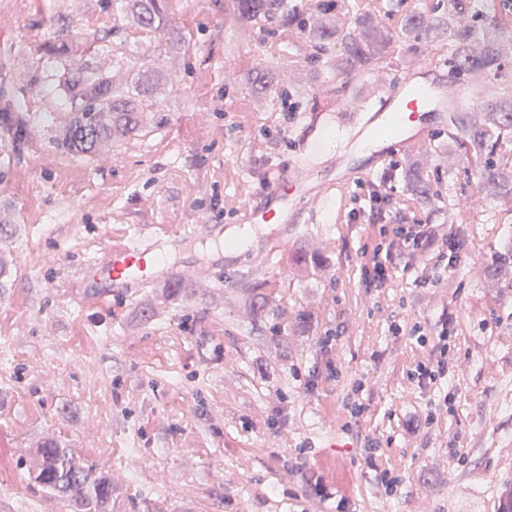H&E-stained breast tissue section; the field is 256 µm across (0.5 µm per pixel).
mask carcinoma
Here are the masks:
<instances>
[{
	"instance_id": "cac0c4a2",
	"label": "carcinoma",
	"mask_w": 512,
	"mask_h": 512,
	"mask_svg": "<svg viewBox=\"0 0 512 512\" xmlns=\"http://www.w3.org/2000/svg\"><path fill=\"white\" fill-rule=\"evenodd\" d=\"M128 8L138 14V22L146 36L161 34L170 25L169 0H126ZM497 0H486L483 8H473V0H448V15L438 17L428 25L417 14L403 18L405 33L418 39L431 28L448 30L454 44L450 66L458 79L472 72L498 74L506 55L496 20ZM336 8V0H313L309 7L292 11L282 10V0H224V26L231 29L271 19L285 28L303 31L323 51L337 43L343 52L342 70L346 79H353L363 68L377 65L387 52L395 34L369 14L355 18L353 27L338 33L329 25V17ZM471 14L469 25H450V18ZM481 42L476 53L473 43ZM136 70L135 86L131 93L119 96L112 93L109 80L93 72L92 66L80 61L68 75L60 76L55 85L61 104L75 105L63 129L60 145L74 154L93 152L105 139L137 134L142 113L155 107L148 96L149 72L153 66L133 63ZM255 83L261 92L277 93L282 97L295 92L273 83L265 69L256 71ZM15 139L23 141L30 129L31 117L17 112L4 118ZM461 129L457 138L462 155L477 168L482 184L493 188H512V164L500 161L497 146L502 138L512 136V97H503L470 114L465 126L460 116L448 112V130ZM420 205L426 207L434 196L430 182L415 177L410 185ZM37 466L32 472L33 483L47 492L67 501L73 512H112V484L102 473L88 469L76 461L70 450L47 442L35 449Z\"/></svg>"
}]
</instances>
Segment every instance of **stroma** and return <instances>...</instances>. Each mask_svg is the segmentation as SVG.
Listing matches in <instances>:
<instances>
[{"label": "stroma", "mask_w": 512, "mask_h": 512, "mask_svg": "<svg viewBox=\"0 0 512 512\" xmlns=\"http://www.w3.org/2000/svg\"><path fill=\"white\" fill-rule=\"evenodd\" d=\"M443 8L338 0L329 23L343 32L366 12L398 33L404 15L429 22ZM171 11V31L145 38L125 0H0V113L32 119L21 145L0 123V512H69L29 479L31 450L48 441L111 475L112 512H499L512 486V276L491 264L512 252V193L484 186L437 129L378 162L351 146L349 160L373 172L298 205L284 237L238 220L299 156L313 113L377 106L414 65L447 64V34L397 37L383 68L351 82L338 47L321 53L268 24L247 36L225 28L224 0H172ZM116 24L126 35L117 51ZM61 43L119 95L133 62H161L158 113H144L141 134L107 140L109 161L59 144L53 85L75 59L51 55ZM271 60L301 92L295 111L248 82ZM416 170L437 192L426 207L410 191ZM382 182L393 189L382 210L426 225L434 246L449 223H465L454 268L402 254L393 287H367L363 257L388 240L357 212ZM187 224L244 239L223 249L186 236ZM139 235L154 236L169 264L210 268L208 280L175 298L158 286L94 306L80 288L84 263ZM299 250L320 264H296ZM258 255L269 267L262 317L232 286ZM444 328L455 359L447 404L408 377L428 354L418 336ZM370 443L400 477L393 492L364 462Z\"/></svg>", "instance_id": "1"}]
</instances>
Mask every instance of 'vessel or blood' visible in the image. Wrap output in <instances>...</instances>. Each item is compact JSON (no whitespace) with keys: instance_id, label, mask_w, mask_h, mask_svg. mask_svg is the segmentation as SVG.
<instances>
[{"instance_id":"1","label":"vessel or blood","mask_w":512,"mask_h":512,"mask_svg":"<svg viewBox=\"0 0 512 512\" xmlns=\"http://www.w3.org/2000/svg\"><path fill=\"white\" fill-rule=\"evenodd\" d=\"M460 90L449 82L445 73L429 64L413 68L399 88L386 95L379 109L363 110L354 125L343 123L342 113L328 107L315 113L312 130L318 131L335 127L337 133L347 136L369 137L373 132H384L390 118L404 120L407 134L403 141L391 146L380 145L376 156L401 149L403 144L425 140L430 127L425 123L427 114L445 119L448 103L457 99ZM328 161L320 139L307 142L305 153L287 169L276 171L269 184L266 202L262 205L246 204L242 210L244 220L257 222L269 217L287 220L288 205L295 200H304L312 204L325 200L332 189L349 184L367 174L365 167L350 165L337 166L336 175L329 180H312L313 171L323 168ZM154 246L140 241L106 250L103 256L88 263L83 269V282L90 293L91 300L101 307H109L114 294L134 288H151L165 279L179 280L185 283L195 281L193 270L171 268L168 274L156 272L153 257Z\"/></svg>"}]
</instances>
